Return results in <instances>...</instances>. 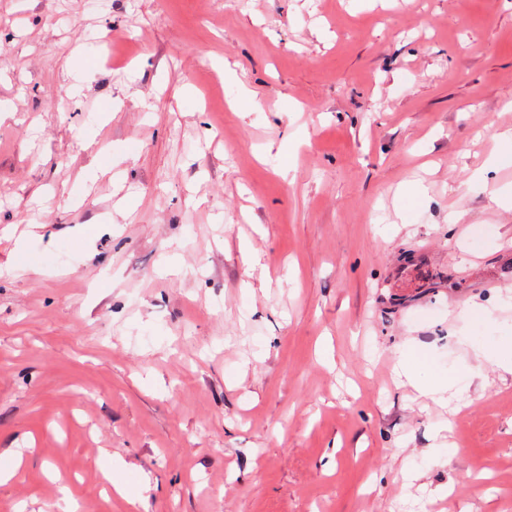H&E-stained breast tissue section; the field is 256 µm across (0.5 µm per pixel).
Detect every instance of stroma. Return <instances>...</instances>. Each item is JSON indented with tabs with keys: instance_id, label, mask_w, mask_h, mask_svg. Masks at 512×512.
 <instances>
[{
	"instance_id": "1",
	"label": "stroma",
	"mask_w": 512,
	"mask_h": 512,
	"mask_svg": "<svg viewBox=\"0 0 512 512\" xmlns=\"http://www.w3.org/2000/svg\"><path fill=\"white\" fill-rule=\"evenodd\" d=\"M505 129L512 0H0V512H512V373L394 372L512 336Z\"/></svg>"
}]
</instances>
